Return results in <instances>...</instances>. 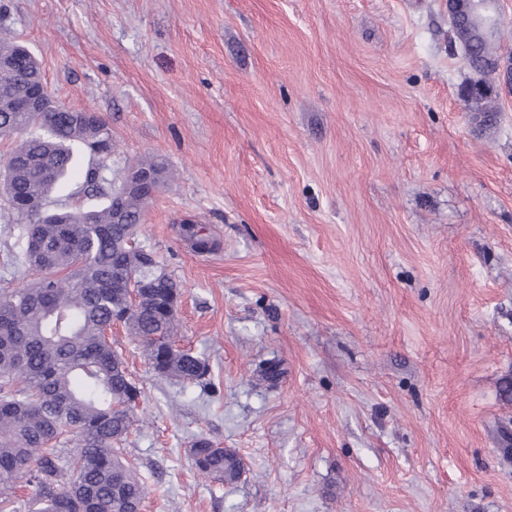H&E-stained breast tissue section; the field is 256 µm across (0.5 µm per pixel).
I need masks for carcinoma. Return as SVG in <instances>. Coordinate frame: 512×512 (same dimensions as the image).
<instances>
[{
  "label": "carcinoma",
  "mask_w": 512,
  "mask_h": 512,
  "mask_svg": "<svg viewBox=\"0 0 512 512\" xmlns=\"http://www.w3.org/2000/svg\"><path fill=\"white\" fill-rule=\"evenodd\" d=\"M502 25L487 35L462 19L453 42L476 78L461 89L465 109L490 127L500 112L489 66L504 57ZM42 79L37 59L0 75V129L10 131L13 200L42 206L74 166L75 152L102 157L112 151L104 119L79 123L68 112H17L27 85ZM165 182L164 164L135 165ZM100 168L89 167L83 187L108 197L94 209L35 214L7 207L23 225L15 262L36 275L20 288L0 291V508L4 512H140L145 487L119 456L134 421L140 391L106 336L121 322L145 348L154 372L199 383L208 365L176 346L177 284L137 243V229L153 196L110 191ZM179 234L209 254L219 243L205 224L186 222ZM77 437L72 453L62 438ZM197 471L232 481L241 471L235 453L207 439L194 442ZM31 496L19 502L16 482Z\"/></svg>",
  "instance_id": "cac0c4a2"
}]
</instances>
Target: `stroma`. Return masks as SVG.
<instances>
[{"label": "stroma", "instance_id": "35a3bbf8", "mask_svg": "<svg viewBox=\"0 0 512 512\" xmlns=\"http://www.w3.org/2000/svg\"><path fill=\"white\" fill-rule=\"evenodd\" d=\"M3 34L105 119L104 176L172 173L138 241L209 374L112 329L143 512H512V94L465 111L448 0H0ZM179 234L183 239H192L201 247L199 253L209 254L218 249L219 243L211 229L206 224L186 222L179 224ZM191 454L197 471L205 477L232 481L240 474L241 462L236 454L224 448H215L207 439L195 441Z\"/></svg>", "mask_w": 512, "mask_h": 512}]
</instances>
